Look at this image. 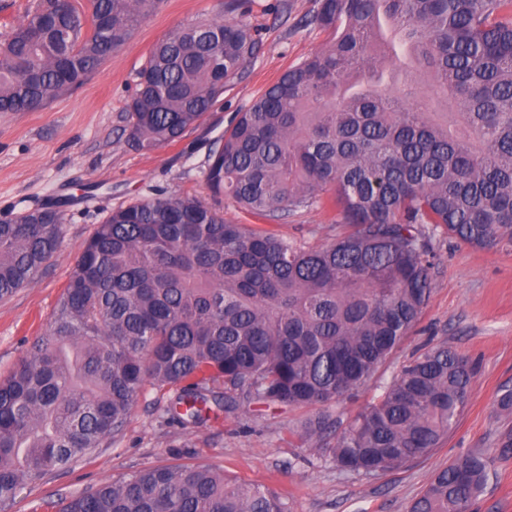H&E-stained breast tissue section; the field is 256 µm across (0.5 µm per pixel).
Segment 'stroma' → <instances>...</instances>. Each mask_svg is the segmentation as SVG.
I'll return each mask as SVG.
<instances>
[{
    "label": "stroma",
    "mask_w": 512,
    "mask_h": 512,
    "mask_svg": "<svg viewBox=\"0 0 512 512\" xmlns=\"http://www.w3.org/2000/svg\"><path fill=\"white\" fill-rule=\"evenodd\" d=\"M316 0H250L245 19L262 44L244 78L176 142L139 151L127 142L126 105L153 47L171 31L201 20L235 18L231 0H160L125 44L85 83L27 112H0V218L39 207L61 211L62 241L34 280L0 299V377L7 376L49 320L86 241L112 209L155 197L194 195L232 224L253 216L228 196L210 192L206 159L235 113L288 67L320 50L325 33L313 22ZM265 228L305 247L334 241L347 227L331 212L301 209ZM429 301L407 337L362 388L324 413L347 422L376 398L403 365L444 345L475 366L468 404L440 448L378 476L336 468L325 443L301 436L311 408L239 400L197 428L170 411L174 390L145 383L122 430L89 455L25 487L5 512H47L46 504L155 466L204 465L280 494L290 512H408L433 473L476 449L495 451L512 413L498 405L512 386V246L481 249L436 234ZM473 512H512V456L497 458Z\"/></svg>",
    "instance_id": "obj_1"
}]
</instances>
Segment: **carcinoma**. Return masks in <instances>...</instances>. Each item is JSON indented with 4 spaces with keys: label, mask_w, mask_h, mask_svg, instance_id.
<instances>
[{
    "label": "carcinoma",
    "mask_w": 512,
    "mask_h": 512,
    "mask_svg": "<svg viewBox=\"0 0 512 512\" xmlns=\"http://www.w3.org/2000/svg\"><path fill=\"white\" fill-rule=\"evenodd\" d=\"M156 0H40L0 43V112L83 83ZM325 46L237 112L206 180L261 219L336 211L351 230L306 248L194 196L113 210L85 243L48 337L0 379V505L119 432L144 383L174 388L186 426L235 396L318 407L363 386L419 320L432 236L512 244V0H319ZM259 51L246 21H202L158 43L127 110L128 142L180 139ZM62 215L0 222V299L57 251ZM473 367L446 347L403 366L333 437L337 468L379 475L430 455L463 415ZM224 384V392L216 385ZM495 457L438 470L409 512H471ZM56 512H290L263 485L205 466L140 470Z\"/></svg>",
    "instance_id": "cac0c4a2"
}]
</instances>
